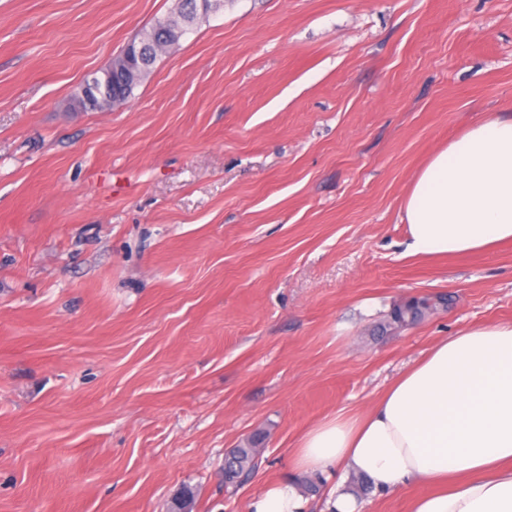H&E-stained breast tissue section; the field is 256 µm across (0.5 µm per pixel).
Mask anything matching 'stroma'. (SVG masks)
<instances>
[{"label": "stroma", "instance_id": "1", "mask_svg": "<svg viewBox=\"0 0 512 512\" xmlns=\"http://www.w3.org/2000/svg\"><path fill=\"white\" fill-rule=\"evenodd\" d=\"M172 6L0 0V512H169L187 486L248 512L300 481L306 428L512 322V242L413 256L402 221L436 151L512 115V0H225L123 106L76 109ZM447 304L448 298L444 295L412 299L391 311L390 324L400 327L412 324L426 314L446 307ZM258 453L255 444L230 451L224 458V486L234 488L241 478L251 474L257 467Z\"/></svg>", "mask_w": 512, "mask_h": 512}]
</instances>
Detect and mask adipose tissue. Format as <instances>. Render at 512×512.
Segmentation results:
<instances>
[{"label": "adipose tissue", "mask_w": 512, "mask_h": 512, "mask_svg": "<svg viewBox=\"0 0 512 512\" xmlns=\"http://www.w3.org/2000/svg\"><path fill=\"white\" fill-rule=\"evenodd\" d=\"M413 255L465 254L512 241V117L469 125L435 152L403 204ZM294 471L366 474L376 489L420 486L411 512H512V322L438 341L364 412L309 427ZM290 481L251 512H305Z\"/></svg>", "instance_id": "1"}]
</instances>
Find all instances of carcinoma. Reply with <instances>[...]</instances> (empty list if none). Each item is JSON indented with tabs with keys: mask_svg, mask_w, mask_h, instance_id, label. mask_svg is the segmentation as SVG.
Listing matches in <instances>:
<instances>
[{
	"mask_svg": "<svg viewBox=\"0 0 512 512\" xmlns=\"http://www.w3.org/2000/svg\"><path fill=\"white\" fill-rule=\"evenodd\" d=\"M223 8L224 0H177L173 11L156 19L148 30L133 39V44L144 51V60L137 63L133 79L122 80L112 74L110 68L96 77L92 87L96 102L94 111L111 109L114 97L124 101L131 98L135 89L150 76L159 53L178 45L185 35L194 31L196 25L208 21L211 15ZM447 304L448 298L444 295L415 298L395 307L390 313V323L406 326ZM258 453L259 449L253 444L230 451L224 458V486L234 488L251 474L257 467Z\"/></svg>",
	"mask_w": 512,
	"mask_h": 512,
	"instance_id": "cac0c4a2",
	"label": "carcinoma"
}]
</instances>
